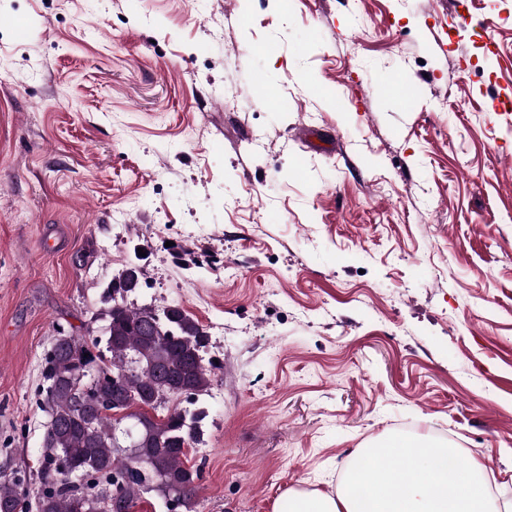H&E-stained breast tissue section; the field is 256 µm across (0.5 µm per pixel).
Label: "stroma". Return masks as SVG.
<instances>
[{"instance_id": "35a3bbf8", "label": "stroma", "mask_w": 512, "mask_h": 512, "mask_svg": "<svg viewBox=\"0 0 512 512\" xmlns=\"http://www.w3.org/2000/svg\"><path fill=\"white\" fill-rule=\"evenodd\" d=\"M0 0V466L59 335L180 304L218 359L197 512L335 494L404 432L512 501V0ZM494 27L498 49L485 48Z\"/></svg>"}]
</instances>
